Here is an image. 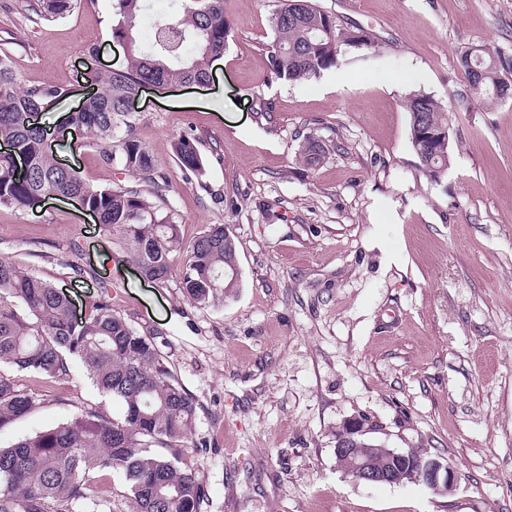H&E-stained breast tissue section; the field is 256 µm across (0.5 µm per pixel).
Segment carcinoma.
Instances as JSON below:
<instances>
[{"label":"carcinoma","mask_w":512,"mask_h":512,"mask_svg":"<svg viewBox=\"0 0 512 512\" xmlns=\"http://www.w3.org/2000/svg\"><path fill=\"white\" fill-rule=\"evenodd\" d=\"M74 0H28L33 25L66 17ZM112 39L126 50L125 64L102 74L91 71L93 93L68 113L65 126L81 130L100 148L104 164L134 180L133 185L95 186L65 169L48 149L39 115L69 95L61 85L20 84L9 51L0 48V140L18 148L0 155V206L26 208L40 196L77 198L98 224L119 234L127 262L157 283L172 273L171 255L184 253L180 288L196 306L206 307L233 290L238 245L226 224H212L183 245L176 221L161 205L169 184L155 169L148 149L132 134L126 98L146 83L202 82L210 63L224 54L232 27L224 0H174L157 19L153 42L142 46L137 27L148 0H117ZM273 40L263 45L267 83L309 79L338 66L345 47L370 48L375 36L345 26L315 0H279L270 19ZM462 87L443 105L424 93L409 95L404 108L420 170L437 178L448 169L447 107L501 100L500 85L512 77V61L488 48L467 61L459 57ZM329 141L308 136L300 155L314 168L330 154ZM185 178L205 167L190 135L175 143ZM103 284L84 315L76 317L71 293L0 260V364L49 383L82 364L98 390L121 404L114 418L84 408L32 436L0 447V512H117L105 476L123 479L122 499L130 512H201L207 490L198 456L181 447L192 433L198 403L177 381L155 341L156 333L134 327L112 303ZM35 397L0 374V430L31 413Z\"/></svg>","instance_id":"1"}]
</instances>
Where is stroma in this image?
<instances>
[{
    "mask_svg": "<svg viewBox=\"0 0 512 512\" xmlns=\"http://www.w3.org/2000/svg\"><path fill=\"white\" fill-rule=\"evenodd\" d=\"M341 23L373 32L316 78L269 85L261 44L276 0H224L233 31L204 86L149 89L133 134L170 188L184 242L227 224L238 281L224 301L189 303L178 277L163 286L121 264L112 231L73 200L0 207V259L56 286L70 265L88 286L117 281L118 311L157 344L198 403L184 446L199 449L202 512H512V99L449 112L450 162L425 176L403 102L459 89L458 58L485 46L512 59V0H318ZM26 0H0V31L20 30L12 59L22 84L88 91L87 70L124 63L113 41L115 0H74L60 20L30 25ZM277 125L259 124L254 96ZM198 138L202 176L185 179L174 143ZM335 149L302 161L309 135ZM57 159L91 184L122 182L79 132L49 137ZM79 240L80 253L70 251ZM19 387L48 394L0 430V447L81 408L119 407L83 366L40 386L4 365ZM358 420L388 448L447 458L455 494L418 482L369 485L336 466V435Z\"/></svg>",
    "mask_w": 512,
    "mask_h": 512,
    "instance_id": "1",
    "label": "stroma"
}]
</instances>
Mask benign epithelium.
<instances>
[{
	"instance_id": "benign-epithelium-1",
	"label": "benign epithelium",
	"mask_w": 512,
	"mask_h": 512,
	"mask_svg": "<svg viewBox=\"0 0 512 512\" xmlns=\"http://www.w3.org/2000/svg\"><path fill=\"white\" fill-rule=\"evenodd\" d=\"M336 463L359 483L400 485L415 481L443 497L457 489V473L447 460L429 455L414 457L407 451L379 448L363 439V426L358 422L343 429V437L336 445Z\"/></svg>"
}]
</instances>
